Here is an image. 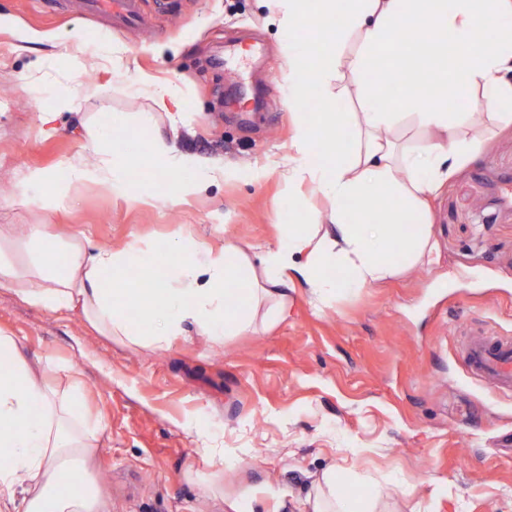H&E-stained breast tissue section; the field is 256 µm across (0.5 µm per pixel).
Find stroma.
<instances>
[{
	"mask_svg": "<svg viewBox=\"0 0 512 512\" xmlns=\"http://www.w3.org/2000/svg\"><path fill=\"white\" fill-rule=\"evenodd\" d=\"M152 29L113 28L66 0H0V225L14 260L33 254L20 229L52 224L61 241L93 245L181 240L217 249L232 242L259 251L283 224L325 213L310 186L288 185L296 114L288 69L259 0H183L173 14L145 0ZM53 35L20 50L25 31ZM130 50L128 69L78 73L102 34ZM176 53L154 56L145 45ZM174 82L192 120L176 144L235 177L186 202L169 198L166 171L150 172L154 198L136 201L95 183L77 186L55 210L22 196L28 170L56 173L72 158L95 164L84 121L149 111L128 87L135 71ZM98 81L108 95L61 114L46 136L40 121L65 90ZM433 264L402 265L386 279L337 293L318 306L309 290H288L277 313L251 310V324L224 341L198 333L157 347L107 338L79 313L56 314L0 290V330L28 356L73 366L106 437L96 458L112 512H308L307 499L336 469L367 512H512V396L472 379L461 356L469 333L512 336V124L478 144L431 199L426 214ZM194 418L224 448L221 496L207 498L189 467L204 468L180 427Z\"/></svg>",
	"mask_w": 512,
	"mask_h": 512,
	"instance_id": "35a3bbf8",
	"label": "stroma"
}]
</instances>
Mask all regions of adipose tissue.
<instances>
[{
    "label": "adipose tissue",
    "instance_id": "adipose-tissue-1",
    "mask_svg": "<svg viewBox=\"0 0 512 512\" xmlns=\"http://www.w3.org/2000/svg\"><path fill=\"white\" fill-rule=\"evenodd\" d=\"M288 67V98H319L317 118L297 122L283 175L290 185H309L330 201L325 215L289 224L280 238L250 257L237 245L200 251L181 242L164 247H96L83 238L68 245L62 264L20 265L0 254V288L30 305L58 313L80 311L101 334L133 343L161 345L192 323L214 340L249 325V307L262 299L282 305L285 289L297 283L320 298L361 288L393 272L387 258L395 248L405 262H431L435 244L426 225L407 227L406 218L427 208L438 187L491 128L512 124V0H271ZM413 28L412 38L400 29ZM356 49H348L349 41ZM452 44L460 59L439 71L436 92L406 96L393 112L359 74L380 64L393 87L406 85L423 69L434 47ZM487 102L483 112H452L448 100L460 87ZM135 89L151 109L137 123L165 116L171 127L185 123L183 95L170 81L139 73ZM356 96L360 111H340V98ZM428 132L417 153L406 151L395 131L403 118ZM120 119L95 122L87 141L102 151L93 165L68 162L61 175L28 170L25 186L33 200L65 207L72 186H106L129 195L133 164L150 158L170 174L179 201L223 183L230 171L220 162H201L158 134L146 148L119 138ZM166 266L165 277L156 270ZM139 281L125 280L128 268ZM342 268L336 280L327 268ZM136 300L140 320L125 312ZM68 381L46 385L48 368ZM70 366L51 356L29 357L17 337L0 332V512H109L93 461L105 434L84 407Z\"/></svg>",
    "mask_w": 512,
    "mask_h": 512
}]
</instances>
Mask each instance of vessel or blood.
Returning <instances> with one entry per match:
<instances>
[{
  "instance_id": "vessel-or-blood-1",
  "label": "vessel or blood",
  "mask_w": 512,
  "mask_h": 512,
  "mask_svg": "<svg viewBox=\"0 0 512 512\" xmlns=\"http://www.w3.org/2000/svg\"><path fill=\"white\" fill-rule=\"evenodd\" d=\"M84 5L92 13L112 17L124 25H138L144 20L142 0H84ZM464 359L473 378L512 395L511 336L472 334Z\"/></svg>"
}]
</instances>
